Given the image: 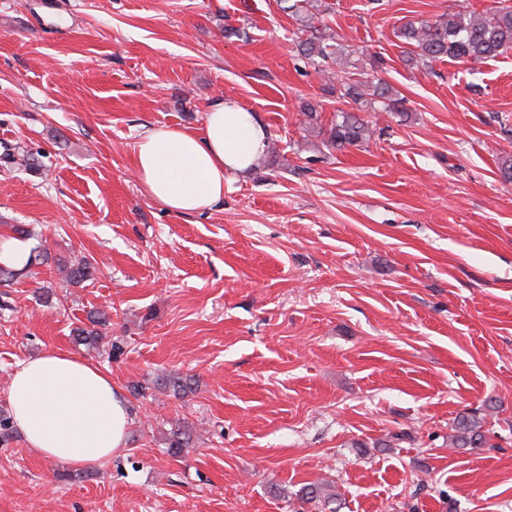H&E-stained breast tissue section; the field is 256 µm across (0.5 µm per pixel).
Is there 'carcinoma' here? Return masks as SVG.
<instances>
[{
  "mask_svg": "<svg viewBox=\"0 0 512 512\" xmlns=\"http://www.w3.org/2000/svg\"><path fill=\"white\" fill-rule=\"evenodd\" d=\"M298 8L304 38L297 49L318 72H327L336 80L331 92L346 108L336 110L329 128L322 127L320 104L301 103V112L309 120V130L324 135L325 146L341 151L361 146L374 135L371 122L360 116L367 110L405 114L403 99L398 92L377 78L379 61L360 57L357 51L336 41L327 26L315 25L318 4L304 0ZM404 47L405 62L410 67H429L432 63L450 59L454 62H481L492 59L512 48V3H504L489 15L451 10L432 21L407 19L394 30ZM58 272L65 282L80 286L91 280L92 263L87 258L57 261ZM107 316L92 311L87 322L73 328V340L87 347H97L106 326ZM453 440L458 448H480L487 444L484 419L475 414L461 416L453 426Z\"/></svg>",
  "mask_w": 512,
  "mask_h": 512,
  "instance_id": "cac0c4a2",
  "label": "carcinoma"
}]
</instances>
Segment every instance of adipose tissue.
<instances>
[{
	"label": "adipose tissue",
	"mask_w": 512,
	"mask_h": 512,
	"mask_svg": "<svg viewBox=\"0 0 512 512\" xmlns=\"http://www.w3.org/2000/svg\"><path fill=\"white\" fill-rule=\"evenodd\" d=\"M269 143L263 123L239 101L220 97L198 131L155 126L137 140L143 193L169 212L210 210L224 183L252 172ZM11 423L38 456L76 469L100 467L126 448L131 408L109 373L49 347L19 363L9 384Z\"/></svg>",
	"instance_id": "obj_1"
}]
</instances>
